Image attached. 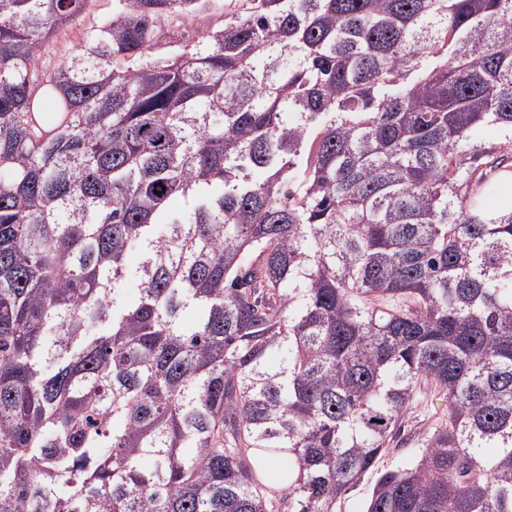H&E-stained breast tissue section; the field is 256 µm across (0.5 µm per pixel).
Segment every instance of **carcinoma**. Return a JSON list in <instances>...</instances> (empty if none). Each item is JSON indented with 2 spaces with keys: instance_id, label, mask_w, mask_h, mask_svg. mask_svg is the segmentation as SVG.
Wrapping results in <instances>:
<instances>
[{
  "instance_id": "obj_1",
  "label": "carcinoma",
  "mask_w": 512,
  "mask_h": 512,
  "mask_svg": "<svg viewBox=\"0 0 512 512\" xmlns=\"http://www.w3.org/2000/svg\"><path fill=\"white\" fill-rule=\"evenodd\" d=\"M87 3L0 0V512H335L423 383L366 512H512V0H247L162 61L206 0H119L41 73ZM118 7L115 0H90L87 8L76 23L61 30L41 52L37 66L41 71H51L68 57L78 53L86 36L93 26L112 17V11ZM206 10L184 16L163 15L156 21L157 41L150 50L152 60L168 57L179 45L196 41L208 32L218 29L224 24L225 18L238 10L242 3L235 0H210ZM448 421V402L433 389L422 385L412 407L405 413L400 431L390 441L378 468L395 469L415 461L435 428Z\"/></svg>"
}]
</instances>
